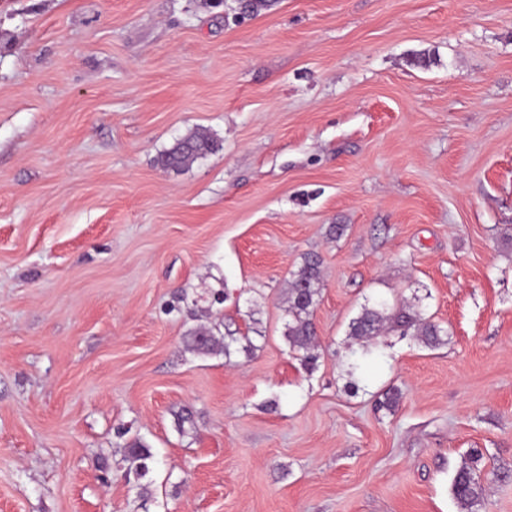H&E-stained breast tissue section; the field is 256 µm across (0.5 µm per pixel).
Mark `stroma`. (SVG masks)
<instances>
[{
  "instance_id": "obj_1",
  "label": "stroma",
  "mask_w": 512,
  "mask_h": 512,
  "mask_svg": "<svg viewBox=\"0 0 512 512\" xmlns=\"http://www.w3.org/2000/svg\"><path fill=\"white\" fill-rule=\"evenodd\" d=\"M241 3L0 0V512H512V0ZM219 290L253 356L190 350ZM398 300L447 345L350 338ZM222 148L218 139L207 133L194 131L176 139L158 156L157 163H161L164 168L178 170ZM322 261L315 253L304 256L303 263L289 280L284 312V332L289 350L295 353L303 366L312 371L319 358L318 336L312 314L322 283ZM126 449L124 460L128 462V472H134L137 476H143L149 471L147 461L154 459L151 448L139 441L129 445ZM483 453L479 448H473L469 453V463H465L456 473L452 492L454 497L462 505H469L479 497L481 491L480 470L477 463L482 459Z\"/></svg>"
}]
</instances>
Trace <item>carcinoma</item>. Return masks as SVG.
<instances>
[{"mask_svg": "<svg viewBox=\"0 0 512 512\" xmlns=\"http://www.w3.org/2000/svg\"><path fill=\"white\" fill-rule=\"evenodd\" d=\"M222 149L221 142L213 136L194 131L178 138L157 158L167 169L178 170L198 159ZM322 283V261L315 253L304 256L299 269L292 273L289 280L284 312V332L289 350L295 353L303 366L311 371L315 369L318 353V336L312 322V314ZM411 332L427 348H437L448 340V328L426 318L419 311L404 308L393 310L382 302L377 308H366L350 322L349 335L358 340H371L385 333ZM192 348L203 354L222 353L229 359L238 345L242 351L251 354L258 349L248 334L240 329H231L226 325L219 328L211 322L199 324L191 334ZM483 453L473 448L469 453V463L456 473L452 492L459 503L469 505L479 497L481 491L480 470L477 463ZM154 459V453L147 446L135 442L126 448L124 460L128 462V471L143 476L149 471L148 461Z\"/></svg>", "mask_w": 512, "mask_h": 512, "instance_id": "obj_1", "label": "carcinoma"}]
</instances>
